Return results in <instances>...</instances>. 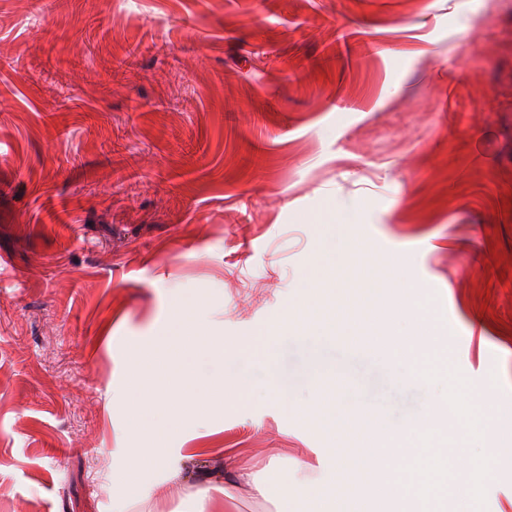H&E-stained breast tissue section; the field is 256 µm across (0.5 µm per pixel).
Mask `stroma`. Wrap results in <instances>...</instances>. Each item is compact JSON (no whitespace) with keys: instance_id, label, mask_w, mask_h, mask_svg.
Returning <instances> with one entry per match:
<instances>
[{"instance_id":"stroma-1","label":"stroma","mask_w":512,"mask_h":512,"mask_svg":"<svg viewBox=\"0 0 512 512\" xmlns=\"http://www.w3.org/2000/svg\"><path fill=\"white\" fill-rule=\"evenodd\" d=\"M328 224L401 263L449 382L512 400V0H0V512H224L225 465L325 447L320 367L421 419L438 389L398 363L267 338ZM196 293L249 386L131 503L127 359ZM497 446L448 512H512Z\"/></svg>"}]
</instances>
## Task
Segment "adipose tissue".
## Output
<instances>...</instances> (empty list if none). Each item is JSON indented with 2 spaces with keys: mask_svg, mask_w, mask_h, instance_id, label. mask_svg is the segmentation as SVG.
<instances>
[{
  "mask_svg": "<svg viewBox=\"0 0 512 512\" xmlns=\"http://www.w3.org/2000/svg\"><path fill=\"white\" fill-rule=\"evenodd\" d=\"M349 248L356 251V262L334 266L314 285L309 300L283 314L279 330L292 327L311 335L339 331L350 343L370 348L375 356L398 360L403 378L445 387V396L432 404L426 418L408 428H386L365 421L358 410L340 409L335 400L311 399L302 414L319 421L328 439L344 435L348 452L326 448L324 458L330 461V469L299 458L289 472L283 470L282 458L276 454L263 469L239 467L230 478L257 501L271 500V487H281V497L273 500L276 512H444L449 496L472 480L468 467L449 463V448L466 452L473 441L491 431L501 450L511 453L512 409L497 407L495 422L488 426L481 422V403L474 400L470 403L472 421L457 420L454 404L461 391L449 386L446 373L437 365L431 333L417 311L413 290L405 291L390 319H412L417 328L402 340H394L386 328L371 326L370 320L384 279L398 278L399 270L390 261L360 252L358 243H350ZM348 274L365 279L370 301H362L346 288Z\"/></svg>",
  "mask_w": 512,
  "mask_h": 512,
  "instance_id": "1",
  "label": "adipose tissue"
}]
</instances>
